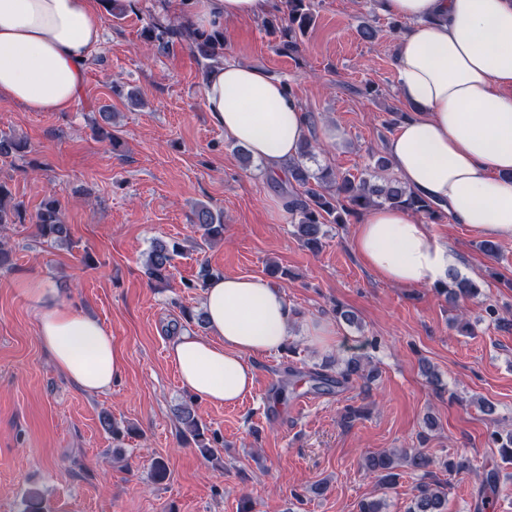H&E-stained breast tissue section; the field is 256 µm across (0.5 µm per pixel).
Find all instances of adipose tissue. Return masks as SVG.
Wrapping results in <instances>:
<instances>
[{"label":"adipose tissue","instance_id":"1","mask_svg":"<svg viewBox=\"0 0 512 512\" xmlns=\"http://www.w3.org/2000/svg\"><path fill=\"white\" fill-rule=\"evenodd\" d=\"M273 0H188L199 29L268 12ZM407 21L393 59L411 115L386 144L398 178L457 223L512 237V0H377ZM94 0H0V97L31 112H66L102 41ZM225 139L246 147L267 175L287 173L308 121L287 85L257 64L227 62L203 88ZM381 280L416 288L447 280L457 254L410 212H366L352 239ZM39 310L38 337L57 370L79 389L108 392L124 372L112 336L92 317L58 302L42 282L25 286ZM204 332L183 331L168 356L199 400L234 405L251 395L259 358L296 333L322 350L335 332L300 323L284 291L261 276H218L203 291Z\"/></svg>","mask_w":512,"mask_h":512}]
</instances>
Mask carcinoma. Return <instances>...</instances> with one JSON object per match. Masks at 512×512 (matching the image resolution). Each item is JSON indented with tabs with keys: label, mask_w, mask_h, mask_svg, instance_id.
<instances>
[{
	"label": "carcinoma",
	"mask_w": 512,
	"mask_h": 512,
	"mask_svg": "<svg viewBox=\"0 0 512 512\" xmlns=\"http://www.w3.org/2000/svg\"><path fill=\"white\" fill-rule=\"evenodd\" d=\"M314 14L310 0H286L283 15L276 16L266 25L270 32L277 36L283 50L295 53L300 48V39L313 26ZM147 40L154 43L157 50L165 52L174 44L186 46L197 58L204 73L224 63V33H205L188 22H178L163 26L152 24L145 30ZM316 142L307 138L297 159L288 168L286 190L288 201L286 207L294 221L295 235L303 246L315 252L322 247L323 227L328 224H347L351 218L361 216L371 208L389 206L405 209L419 214L432 222L442 219L444 212L435 202L426 199L408 189L391 172L390 160L377 158L376 174L373 179L356 178L351 175L339 174L329 168L313 172L306 161L313 157ZM28 153L25 141L13 137L0 138V156L24 157ZM315 187H310V184ZM304 192L297 191V187ZM10 191L4 182H0V230L21 220L22 205L10 203ZM192 222L202 231L206 241L224 239V224L221 217L214 214L207 206L201 205L192 213ZM37 236L54 244L64 242L69 236L68 226L64 224L58 199L50 195L46 197L35 217ZM179 251L178 244L169 247L162 241L153 244L147 259L146 273L149 279L165 284L171 277L174 255ZM438 293L445 300L454 304L459 299H473L482 294L481 285L473 280L460 279L448 274V281L436 285ZM369 380L364 373L362 358L352 357L344 362V367L331 375L324 371L315 373V381L321 387L348 383L352 379ZM178 418L183 431L200 453L208 458L216 457L219 439L208 435V428L196 417L192 405L185 403L177 409ZM103 427L112 434V441L121 443L132 435L130 428H120L111 417L102 421ZM405 463L415 470H422L430 477L415 486V493L406 512H447L448 498L444 488L431 479L436 461L414 448L401 450ZM395 459L386 453L374 454L366 458L364 469L375 475L382 488L387 489L396 480L391 472Z\"/></svg>",
	"instance_id": "carcinoma-1"
}]
</instances>
